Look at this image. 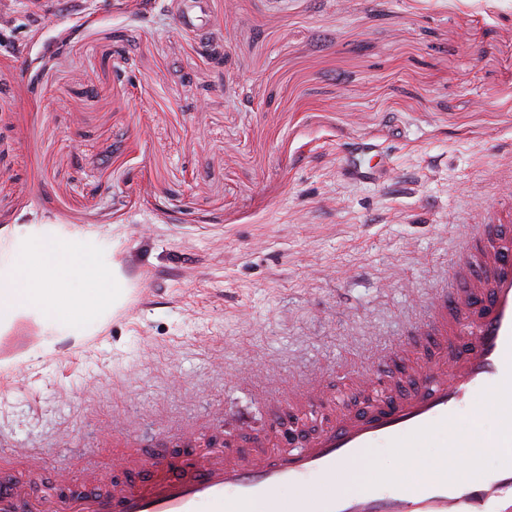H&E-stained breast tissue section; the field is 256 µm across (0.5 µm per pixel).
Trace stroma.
<instances>
[{"instance_id":"stroma-1","label":"stroma","mask_w":512,"mask_h":512,"mask_svg":"<svg viewBox=\"0 0 512 512\" xmlns=\"http://www.w3.org/2000/svg\"><path fill=\"white\" fill-rule=\"evenodd\" d=\"M0 0V230L98 231L133 290L0 369L16 480L109 472L187 429L348 389L444 281L512 149V0ZM207 103L204 119L196 107ZM374 147L376 176L340 159ZM41 324L0 333V362Z\"/></svg>"}]
</instances>
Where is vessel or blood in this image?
Returning <instances> with one entry per match:
<instances>
[{
    "label": "vessel or blood",
    "instance_id": "b4317fda",
    "mask_svg": "<svg viewBox=\"0 0 512 512\" xmlns=\"http://www.w3.org/2000/svg\"><path fill=\"white\" fill-rule=\"evenodd\" d=\"M498 190L500 203L480 208L423 321L405 331L402 346L416 355L406 371L392 373L388 355H375L369 377L355 385L362 400L354 405L321 384L271 392L272 413L320 416L314 434L289 439L272 425L245 449L229 446L188 460L130 455L122 468L60 484L58 493L36 502L6 473L37 468L40 450L10 452L0 457V512H255L261 505L269 512H512V458L475 478L447 476L465 406L496 407L494 429L476 432L474 444L512 446V413L498 411L512 405V169ZM429 438L436 448L413 484L398 472L390 495L339 489L344 467L380 468L372 454L377 445L411 451ZM312 477L323 493H309ZM286 486L295 490L287 506L278 497Z\"/></svg>",
    "mask_w": 512,
    "mask_h": 512
}]
</instances>
